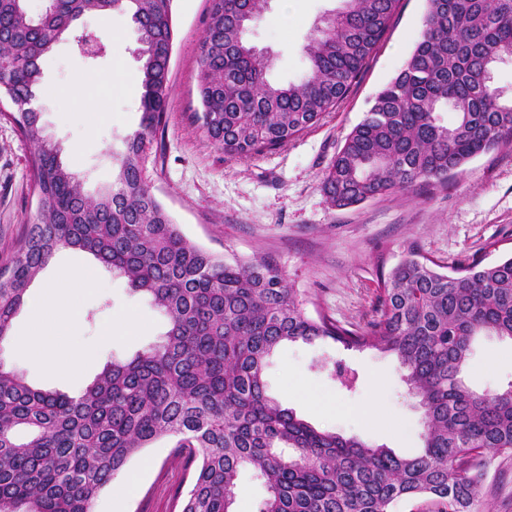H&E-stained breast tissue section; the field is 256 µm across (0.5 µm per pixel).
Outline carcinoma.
Masks as SVG:
<instances>
[{
    "mask_svg": "<svg viewBox=\"0 0 512 512\" xmlns=\"http://www.w3.org/2000/svg\"><path fill=\"white\" fill-rule=\"evenodd\" d=\"M172 0H57L34 17L0 0V96L32 143L37 222L0 264V343L36 276L80 250L150 297L163 339L111 359L78 397L31 388L0 361V512H91L97 494L153 442L177 438L193 470L178 512H232L245 470L267 495L259 512H393L427 498L473 512L489 460H512V383L476 392L462 373L475 337L512 340V256L449 274L414 250L388 273L376 317L360 329L306 311V292L265 258L217 256L188 240L145 180L165 117ZM268 0H209L196 119L224 154L248 159L298 137L343 99L382 40L399 0H342L305 44L298 83L267 78L269 57L244 38ZM136 18L142 62L139 128L116 154L112 187L86 193L30 107L42 60L87 13ZM512 58V0H427L405 66L376 95L326 169L339 208L442 184L472 159L512 146V94L490 79ZM455 114L444 121L442 109ZM331 340L394 354L424 411V446H385L316 428L267 393V358L283 342Z\"/></svg>",
    "mask_w": 512,
    "mask_h": 512,
    "instance_id": "1",
    "label": "carcinoma"
}]
</instances>
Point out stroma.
Segmentation results:
<instances>
[{
  "label": "stroma",
  "mask_w": 512,
  "mask_h": 512,
  "mask_svg": "<svg viewBox=\"0 0 512 512\" xmlns=\"http://www.w3.org/2000/svg\"><path fill=\"white\" fill-rule=\"evenodd\" d=\"M282 3L269 0L247 38L269 55L270 79L285 84L304 73L305 41L340 0H297L292 17ZM208 8V0H173L166 125L146 162L152 193L188 239L227 258L262 256L275 262L295 287L306 289L308 313L320 310L356 327L373 317L381 281L407 247L449 269L512 254V148L474 158L447 183L397 190L347 208L332 205L321 190L324 170L346 135L404 67L420 37L426 0H400L382 41L335 110L288 145L242 160L225 155L195 118ZM109 27L115 36H106ZM85 33L104 34L103 57L93 61L78 51L75 39ZM136 47L130 14H88L42 61L46 91L35 106L47 136L62 146L65 163L90 193L111 186L113 155L139 126ZM77 84L93 99V109H79L70 93ZM32 154L31 143L0 119V262L37 220ZM101 274L72 291L82 311L79 328L56 331L62 345L81 355L90 380L110 358L131 359L168 329L166 316L149 298L110 269ZM38 300L39 288L31 286L10 338L0 344V361L23 372L34 388L71 393L25 333ZM127 314L137 329L113 333L114 319ZM472 349L464 379L473 390H501L512 382V341L480 336ZM337 362L354 372L351 387L334 378ZM265 380L272 397L316 427L386 445L401 456L424 445V413L395 356L331 341L289 342L268 358ZM174 443L167 437L138 452L125 467L137 476L136 492L118 502L112 488H104L93 512H174L175 495L187 493L192 480L191 470L173 453ZM474 510L512 512V465L488 478Z\"/></svg>",
  "instance_id": "35a3bbf8"
}]
</instances>
